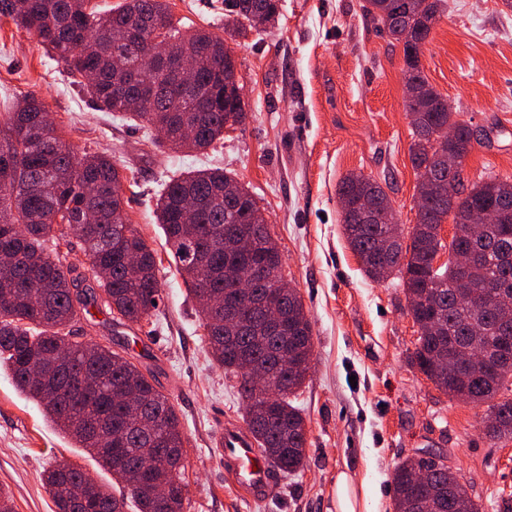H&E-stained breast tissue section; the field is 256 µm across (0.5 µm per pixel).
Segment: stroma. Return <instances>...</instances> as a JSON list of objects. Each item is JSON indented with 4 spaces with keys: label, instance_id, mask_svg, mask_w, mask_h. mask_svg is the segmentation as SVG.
<instances>
[{
    "label": "stroma",
    "instance_id": "stroma-1",
    "mask_svg": "<svg viewBox=\"0 0 512 512\" xmlns=\"http://www.w3.org/2000/svg\"><path fill=\"white\" fill-rule=\"evenodd\" d=\"M167 3L182 31L223 35L224 0ZM364 3L279 0L277 24L227 39L247 119L203 152L156 146L145 121L98 110L64 59L0 16V113L35 94L76 153L110 155L124 175L130 221L156 253L162 297L147 321L124 326L94 315L78 329L85 341L128 345L174 403L186 440L183 512H342L347 503L354 512H394L393 470L422 451L447 458L481 512H512V439H491L486 405L450 397L412 364L419 330L401 280L368 278L342 234L337 188L352 172L383 186L402 233L417 222L403 52ZM442 10L421 69L477 132L469 182L512 181V7L442 0ZM208 168L257 201L313 331L312 368L294 400L306 420V463L277 476L259 503L225 483L218 440L225 425L243 426L244 405L207 349L198 305L155 216L170 179ZM62 464L123 489L1 366L0 487L15 512H55L41 478Z\"/></svg>",
    "mask_w": 512,
    "mask_h": 512
}]
</instances>
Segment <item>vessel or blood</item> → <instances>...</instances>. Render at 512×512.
Returning <instances> with one entry per match:
<instances>
[{
	"label": "vessel or blood",
	"mask_w": 512,
	"mask_h": 512,
	"mask_svg": "<svg viewBox=\"0 0 512 512\" xmlns=\"http://www.w3.org/2000/svg\"><path fill=\"white\" fill-rule=\"evenodd\" d=\"M227 465L226 482L239 495L256 501L275 481L273 467L263 459L252 437L233 425L225 426L219 441Z\"/></svg>",
	"instance_id": "b4317fda"
}]
</instances>
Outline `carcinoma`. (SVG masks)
I'll use <instances>...</instances> for the list:
<instances>
[{
  "label": "carcinoma",
  "mask_w": 512,
  "mask_h": 512,
  "mask_svg": "<svg viewBox=\"0 0 512 512\" xmlns=\"http://www.w3.org/2000/svg\"><path fill=\"white\" fill-rule=\"evenodd\" d=\"M278 0H224L225 17L277 15ZM441 0H366L365 12L380 22L403 47L406 106L413 141L410 157L419 177L433 187L417 201V223L424 229L409 243H394L387 256L378 244L392 231L394 211H380L368 223L361 208L389 197L373 179L357 173L338 185L343 233L363 272L383 279L382 263L404 283L409 312L419 326L411 361L436 387L472 403L487 405L492 438H512V397L505 394L512 362L488 359L472 363L468 351H494L502 338L512 339V308L488 299V285H512V214L468 231L474 211L493 209L512 199V181L487 179L465 184V160L473 148L470 126L454 119L448 99L435 91L420 68L422 46L441 16ZM0 15L35 35L48 50L68 62L100 110L125 112L164 132L158 144L173 151H204L224 138V130L247 118L242 99L228 89L236 83V65L224 39L206 31L182 35L172 29L166 0H124L106 15L89 0H0ZM169 41L168 57L197 63L191 89L177 83L165 67L145 62L154 35ZM452 126L455 135L442 136ZM460 167L448 170V156ZM123 175L105 155L82 156L67 145L57 127L46 121L37 97L9 105L0 121V364L8 366L15 385L34 398L49 420L117 478L155 458L143 473L139 493L117 496L98 485L91 502L74 499L70 488L85 472L57 466L42 478L56 512H183L184 435L175 405L156 378L109 343L78 340L75 326L90 308H105L113 319L138 324L151 316L161 285L154 251L120 208L116 189ZM197 204L193 223H185V202ZM462 235L443 243L435 230L447 217ZM158 223L188 290L223 297V306L200 310L212 356L234 374L246 403L244 421L257 450L276 472L292 474L306 459L305 420L290 395L304 384L313 357V334L296 289L275 288L262 274L251 288L270 291L279 300L285 333L273 334L265 313L254 308L245 329L225 330V305L244 294L239 271L258 266L270 236L252 195L235 178L219 170L189 171L171 181L158 203ZM67 227L83 245L88 278L63 261L61 243ZM450 247L470 254L465 269L448 261L432 266V255ZM140 252L131 270L127 256ZM257 361L279 359L280 371L266 396H255L239 371V356ZM94 379L82 393L83 377ZM449 469L407 459L395 468L394 512H411L415 499L433 503L432 512H480L465 485L448 494ZM170 484L166 499L151 497L155 483Z\"/></svg>",
  "instance_id": "carcinoma-1"
}]
</instances>
